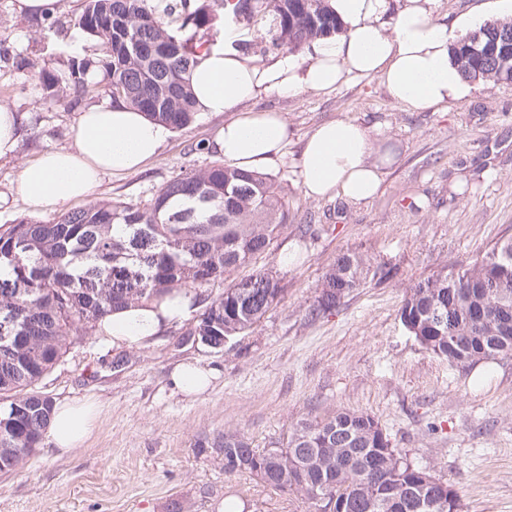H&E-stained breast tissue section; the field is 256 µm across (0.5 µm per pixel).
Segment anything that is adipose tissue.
I'll list each match as a JSON object with an SVG mask.
<instances>
[{
	"mask_svg": "<svg viewBox=\"0 0 512 512\" xmlns=\"http://www.w3.org/2000/svg\"><path fill=\"white\" fill-rule=\"evenodd\" d=\"M341 20V34L318 41L304 61L283 55L266 65L251 57L213 48L203 51L189 80L198 112L230 113L214 140L215 150L247 171L262 172L285 155L288 126L279 113L251 112L245 103L261 95L293 96L304 90L332 91L352 77H375L389 96L414 110L446 105L471 94L453 55L458 37L479 20L512 15V0H490L482 14L464 12L445 22L434 15L435 0H329ZM170 129L124 103L80 109L69 146L44 151L24 164L14 187L35 214L59 212L86 200L105 174L121 175L154 160ZM368 129L353 121L331 120L307 134L297 162L306 196L338 195L351 203L374 198L383 171L372 162ZM10 196V197H13ZM0 195V208H8ZM191 299L131 305L100 326L106 346H143L169 325L188 318ZM102 413L99 403L74 399L55 403L42 442L66 455L91 437Z\"/></svg>",
	"mask_w": 512,
	"mask_h": 512,
	"instance_id": "obj_1",
	"label": "adipose tissue"
}]
</instances>
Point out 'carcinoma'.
Wrapping results in <instances>:
<instances>
[{"label":"carcinoma","instance_id":"carcinoma-1","mask_svg":"<svg viewBox=\"0 0 512 512\" xmlns=\"http://www.w3.org/2000/svg\"><path fill=\"white\" fill-rule=\"evenodd\" d=\"M239 29L269 23L262 51L294 52L343 31L326 0H214ZM213 14L198 0H83L74 23L102 57L71 58L42 72L44 98L71 92L82 101L87 76L104 69L112 101L182 130L198 118L188 74L197 62L193 37ZM454 46L464 79H503L500 69ZM288 201L274 180L224 161L169 181L147 205L101 201L44 223L19 217L0 229V472L41 447L52 399L37 389L76 343L78 326L94 327L114 309L162 301L224 279L264 252L288 224ZM369 264L343 254L325 274L314 312L335 309L361 287ZM281 281L259 273L235 281L204 305L186 341L211 348L219 338L253 330L278 303ZM400 320L427 351L456 367L512 353V237L457 274L444 270L406 292ZM224 456L284 494L335 512H451L457 490L414 465L370 414L338 410L296 425L284 443L251 446L224 432Z\"/></svg>","mask_w":512,"mask_h":512}]
</instances>
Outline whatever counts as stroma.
Returning a JSON list of instances; mask_svg holds the SVG:
<instances>
[{
    "mask_svg": "<svg viewBox=\"0 0 512 512\" xmlns=\"http://www.w3.org/2000/svg\"><path fill=\"white\" fill-rule=\"evenodd\" d=\"M81 4L62 0L48 28L18 12L16 0H0V105L23 117L16 155L0 160V192L24 163L70 142L77 112L67 98L43 99L37 73L98 53L74 24ZM247 107L280 113L288 125L286 158L270 173L289 221L264 253L205 293L217 298L226 283L264 272L281 279V300L219 351L177 346L181 324L121 351L98 331L82 333L38 388L56 401L96 400L101 421L84 448L62 457L40 448L0 473V512H219L229 500L243 512H316L303 496L226 473L222 436L236 430L267 448L300 419L339 409L374 416L393 444L458 491L460 512H512V354L461 369L424 350L399 319L412 284L460 271L512 237V81L479 82L470 96L423 111L395 102L375 77L331 92L268 94ZM335 119L360 122L392 158L368 202L312 199L301 189L302 140ZM224 120L206 113L172 132L157 159L105 177L90 203L144 204L169 180L210 165ZM288 250L298 262L285 268ZM345 252L386 278H367L338 308L313 314L326 271ZM194 360L215 379L202 395L176 393L173 368Z\"/></svg>",
    "mask_w": 512,
    "mask_h": 512,
    "instance_id": "obj_1",
    "label": "stroma"
}]
</instances>
